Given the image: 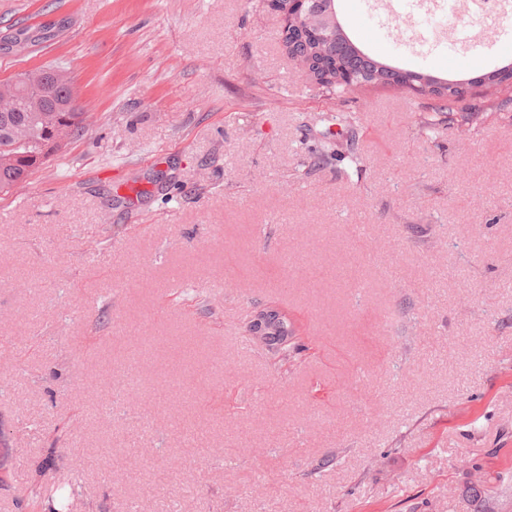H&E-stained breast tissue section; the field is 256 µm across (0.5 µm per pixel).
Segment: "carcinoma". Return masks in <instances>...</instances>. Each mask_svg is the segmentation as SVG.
<instances>
[{
    "mask_svg": "<svg viewBox=\"0 0 512 512\" xmlns=\"http://www.w3.org/2000/svg\"><path fill=\"white\" fill-rule=\"evenodd\" d=\"M326 10L322 18L324 37L317 38L309 33L298 34L293 51L299 54L303 63L311 60L323 61L328 68L314 72L312 81L321 87L344 88L346 84L338 79L339 74L352 73L357 90L371 86L407 85L412 90L427 94L439 100L434 108L437 115L459 114L460 122L470 124L474 113L456 108L478 83H486L497 90L512 86L505 80H512V66L503 67L476 78H462L442 82L421 70L377 67L370 59L357 55L358 47L348 38L336 22L334 0H320ZM69 26V19L63 18L48 25H27L19 27L0 37V55L8 54L14 39H24L29 46L55 42ZM58 65L48 64L35 68V81L19 85L14 95L13 108L0 112V145L9 146L18 141H29L30 148L19 147L0 153V193L9 192L13 186L27 181L33 171L48 159L62 151L72 139L80 136L85 129L83 112L77 104L70 82H59L54 71ZM36 92L40 96L41 109L30 112L25 107V97Z\"/></svg>",
    "mask_w": 512,
    "mask_h": 512,
    "instance_id": "1",
    "label": "carcinoma"
}]
</instances>
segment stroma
Wrapping results in <instances>:
<instances>
[{"mask_svg":"<svg viewBox=\"0 0 512 512\" xmlns=\"http://www.w3.org/2000/svg\"><path fill=\"white\" fill-rule=\"evenodd\" d=\"M335 6L396 68L512 61V12L414 55ZM64 16L0 56L89 128L0 193V512H512V112L479 85L424 140L435 98L302 82L267 0H0V35ZM69 23V18H62L48 25H27L14 29L0 37V55L9 54L8 51L10 50V44L13 39H24L29 43V47L54 43L69 26ZM55 28H58L55 35L48 36L46 34ZM274 319H283L278 310L274 308L261 310L257 314L251 316L247 324V330L257 341L271 347L272 349L281 350L283 346L288 344V339L290 340L291 336H286L280 344L272 346L269 343L270 336L268 335L271 331V325Z\"/></svg>","mask_w":512,"mask_h":512,"instance_id":"35a3bbf8","label":"stroma"}]
</instances>
